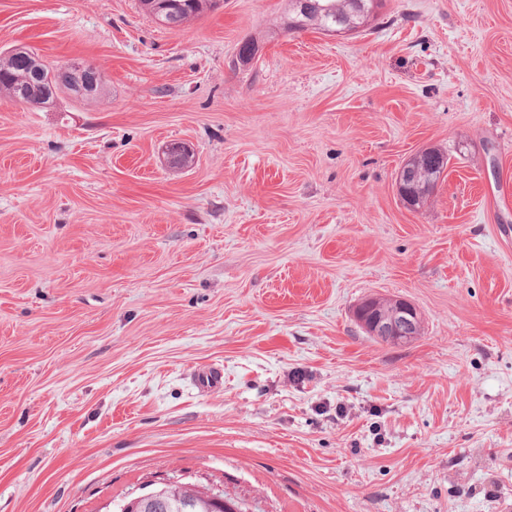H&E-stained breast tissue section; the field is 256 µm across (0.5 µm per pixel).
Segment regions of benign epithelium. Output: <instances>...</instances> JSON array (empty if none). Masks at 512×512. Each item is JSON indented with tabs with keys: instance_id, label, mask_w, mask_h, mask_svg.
I'll return each instance as SVG.
<instances>
[{
	"instance_id": "7a95c632",
	"label": "benign epithelium",
	"mask_w": 512,
	"mask_h": 512,
	"mask_svg": "<svg viewBox=\"0 0 512 512\" xmlns=\"http://www.w3.org/2000/svg\"><path fill=\"white\" fill-rule=\"evenodd\" d=\"M52 78L61 86L68 85L74 81L79 82L83 95L92 97L96 95L102 84V72L93 64L84 62L82 64H70L52 70ZM168 163L171 165H183L190 157V149L187 145L179 142H171L167 146ZM409 176L408 169L400 170L397 177V192L400 198L411 208L419 204V199L410 192L404 184V179ZM355 317L365 332L382 341L404 342L415 335L419 320L416 308L404 299L392 301L388 310L382 312L368 299L361 303L355 310ZM181 481L171 480L162 487L147 494L137 496L123 506L128 510L132 505L142 499L149 497H164L169 500L172 509L183 508L179 491Z\"/></svg>"
}]
</instances>
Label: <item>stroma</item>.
Instances as JSON below:
<instances>
[{"label":"stroma","instance_id":"obj_1","mask_svg":"<svg viewBox=\"0 0 512 512\" xmlns=\"http://www.w3.org/2000/svg\"><path fill=\"white\" fill-rule=\"evenodd\" d=\"M287 8L169 29L139 0H0V53L104 81L0 98V512L172 478L251 512H512V0H386L345 37ZM424 150L449 164L413 210ZM367 298L420 335L368 336ZM52 78L60 86L69 85L77 80L82 88L84 96H95L102 84V72L93 64L84 62L82 64H70L52 70ZM355 317L368 336L388 342L409 340L416 335L419 325L416 308L404 299L392 301L389 309L384 312L378 309L373 299H368L356 308ZM420 330L421 325L417 335ZM194 382L203 392L222 388L224 385V371L220 367H206L194 372Z\"/></svg>","mask_w":512,"mask_h":512}]
</instances>
